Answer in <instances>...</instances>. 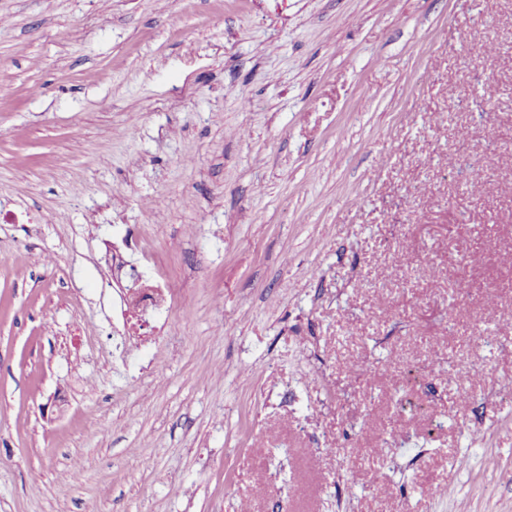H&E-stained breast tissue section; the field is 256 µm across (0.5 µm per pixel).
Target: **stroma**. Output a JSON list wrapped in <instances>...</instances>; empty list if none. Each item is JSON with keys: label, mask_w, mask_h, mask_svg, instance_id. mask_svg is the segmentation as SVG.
Wrapping results in <instances>:
<instances>
[{"label": "stroma", "mask_w": 512, "mask_h": 512, "mask_svg": "<svg viewBox=\"0 0 512 512\" xmlns=\"http://www.w3.org/2000/svg\"><path fill=\"white\" fill-rule=\"evenodd\" d=\"M0 209V512H512V0H0Z\"/></svg>", "instance_id": "stroma-1"}]
</instances>
